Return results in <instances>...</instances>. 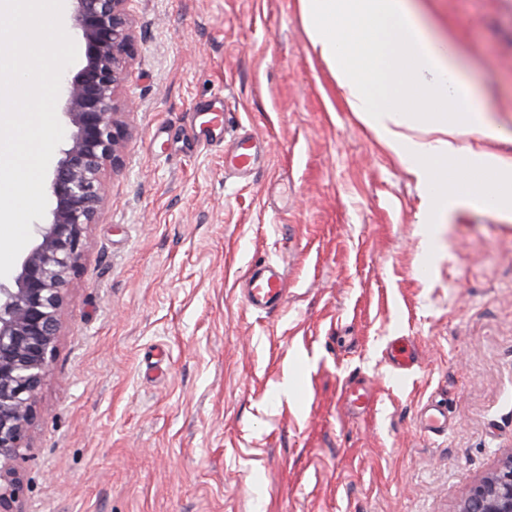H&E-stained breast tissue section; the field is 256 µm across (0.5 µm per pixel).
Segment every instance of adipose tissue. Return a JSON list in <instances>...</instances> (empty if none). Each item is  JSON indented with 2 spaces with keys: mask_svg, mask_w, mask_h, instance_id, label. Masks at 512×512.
<instances>
[{
  "mask_svg": "<svg viewBox=\"0 0 512 512\" xmlns=\"http://www.w3.org/2000/svg\"><path fill=\"white\" fill-rule=\"evenodd\" d=\"M311 53L378 143L421 188V221L463 207L512 223V154L454 38L436 36L417 0H299Z\"/></svg>",
  "mask_w": 512,
  "mask_h": 512,
  "instance_id": "1",
  "label": "adipose tissue"
}]
</instances>
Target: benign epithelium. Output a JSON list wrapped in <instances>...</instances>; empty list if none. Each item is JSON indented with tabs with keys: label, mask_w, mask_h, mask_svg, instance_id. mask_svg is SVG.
Wrapping results in <instances>:
<instances>
[{
	"label": "benign epithelium",
	"mask_w": 512,
	"mask_h": 512,
	"mask_svg": "<svg viewBox=\"0 0 512 512\" xmlns=\"http://www.w3.org/2000/svg\"><path fill=\"white\" fill-rule=\"evenodd\" d=\"M82 58L62 74L67 143L49 177L52 207L11 282H0V512H19L17 468L30 447L37 396L61 333L72 280L101 215L106 167L122 165L132 109L124 95L137 52L132 0H68ZM457 512H512V451L474 483Z\"/></svg>",
	"instance_id": "7a95c632"
}]
</instances>
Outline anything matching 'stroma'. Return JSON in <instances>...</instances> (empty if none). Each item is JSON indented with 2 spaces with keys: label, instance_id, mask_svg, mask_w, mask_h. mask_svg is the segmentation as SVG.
Masks as SVG:
<instances>
[{
  "label": "stroma",
  "instance_id": "stroma-1",
  "mask_svg": "<svg viewBox=\"0 0 512 512\" xmlns=\"http://www.w3.org/2000/svg\"><path fill=\"white\" fill-rule=\"evenodd\" d=\"M423 9L511 108L512 0ZM130 10L137 107L18 461L21 512H457L512 451V224L421 225L416 179L310 53L299 0ZM243 136L241 175L224 154ZM268 261L286 299L259 314L241 285ZM398 341L417 351L402 372ZM431 406L444 433L422 427ZM254 146L248 141L238 142L230 153L224 154V166L240 172H250L255 162Z\"/></svg>",
  "mask_w": 512,
  "mask_h": 512
}]
</instances>
